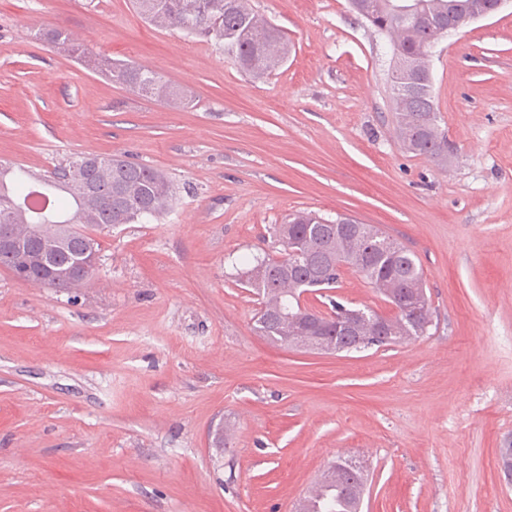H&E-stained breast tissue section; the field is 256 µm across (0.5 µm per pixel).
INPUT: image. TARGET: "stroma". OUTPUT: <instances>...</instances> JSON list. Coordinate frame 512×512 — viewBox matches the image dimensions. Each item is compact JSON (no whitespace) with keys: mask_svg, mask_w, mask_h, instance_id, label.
<instances>
[{"mask_svg":"<svg viewBox=\"0 0 512 512\" xmlns=\"http://www.w3.org/2000/svg\"><path fill=\"white\" fill-rule=\"evenodd\" d=\"M248 6L293 44L260 79L132 0H0V161L42 175L119 154L177 189L161 217L101 233L89 287L0 268V512H294L340 457L368 470L362 512H512L499 455L512 437V8L431 53L441 165L401 147L390 43L348 0ZM27 22L194 101L140 96ZM303 209L415 253L425 336L323 354L257 335L236 274L282 255L273 227ZM332 296L393 313L348 269Z\"/></svg>","mask_w":512,"mask_h":512,"instance_id":"stroma-1","label":"stroma"}]
</instances>
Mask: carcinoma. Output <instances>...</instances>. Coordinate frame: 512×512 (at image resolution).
I'll use <instances>...</instances> for the list:
<instances>
[{
	"mask_svg": "<svg viewBox=\"0 0 512 512\" xmlns=\"http://www.w3.org/2000/svg\"><path fill=\"white\" fill-rule=\"evenodd\" d=\"M470 2L415 0L416 14L405 16L397 11V0H350L357 15L389 39L393 67L404 66L416 74L414 83L392 84L402 146L440 164L448 163V136L439 126L429 57L438 25L450 19L462 21ZM134 3L138 12L159 28L214 40L225 56L253 77L274 71L291 51L279 26L253 13L245 0ZM35 36L141 96L180 106L191 102L189 88L165 81L146 66L114 62L60 26L42 25ZM42 182L47 187L42 195L50 201L46 209L27 204L40 189L31 183L30 171L0 163V219L31 225L35 240L46 224L81 225L66 250L22 274L25 281L63 290L69 289L70 283L51 275L49 268L70 265L82 250L85 233L157 218L175 196L170 180L160 170L112 155L81 156L56 168ZM274 232L286 257H257L240 276V285L260 300L254 330L270 343L315 350L320 345L319 335L341 323L347 325V333L337 339L336 346L352 352L414 340L432 325L426 282L414 253L375 225L342 216L332 222L311 211H296L274 225ZM345 268L383 296L394 315L384 317L369 308L348 307L333 300L331 313L325 314L300 303L307 288L327 297ZM367 481L363 465L352 463L338 470L331 463L317 481L318 499L304 497L296 512H358Z\"/></svg>",
	"mask_w": 512,
	"mask_h": 512,
	"instance_id": "obj_1",
	"label": "carcinoma"
}]
</instances>
